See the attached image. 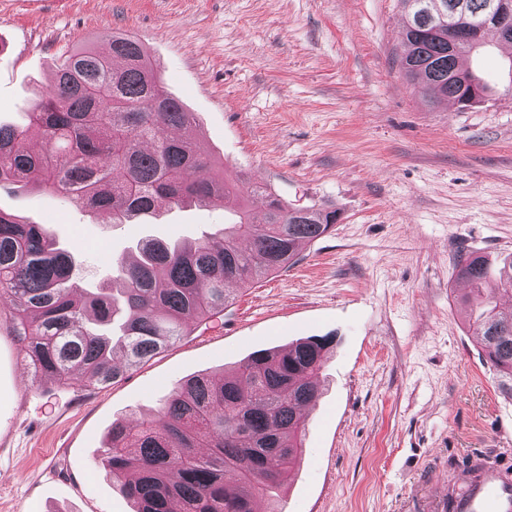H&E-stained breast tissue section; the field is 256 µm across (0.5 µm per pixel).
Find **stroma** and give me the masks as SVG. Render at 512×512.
I'll return each mask as SVG.
<instances>
[{
	"instance_id": "obj_1",
	"label": "stroma",
	"mask_w": 512,
	"mask_h": 512,
	"mask_svg": "<svg viewBox=\"0 0 512 512\" xmlns=\"http://www.w3.org/2000/svg\"><path fill=\"white\" fill-rule=\"evenodd\" d=\"M112 32L157 60L216 167L338 218L296 263L236 289L218 321L103 388L34 378L0 317V512H134L104 461L114 422L311 336L333 343L278 512H401L417 482L511 466L512 396L468 326L454 262L512 253V51L467 58L486 93L463 109L425 103L401 69L399 0H0V123L26 125L70 54ZM0 210L45 225L87 285L139 238L225 224L218 201L116 224L8 185Z\"/></svg>"
}]
</instances>
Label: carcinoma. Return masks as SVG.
Listing matches in <instances>:
<instances>
[{"mask_svg":"<svg viewBox=\"0 0 512 512\" xmlns=\"http://www.w3.org/2000/svg\"><path fill=\"white\" fill-rule=\"evenodd\" d=\"M463 3L479 17L487 0H401L407 8L401 65L424 98L471 105L458 73L473 51H448V12ZM107 51H75L55 76L53 93L27 113L23 128L0 124V187L63 194L114 224H137L161 206L235 201L234 221L217 234L170 243L142 239L138 259L112 258V277L93 290L78 282V260L42 224L0 210V301L35 373L82 390L116 382L164 352L193 326L219 317L228 284L252 286L292 263L299 248L336 223L330 209H290L247 179L213 171L196 139H171L193 114L161 86L156 64L124 33L105 36ZM40 138L30 154L25 141ZM268 198L255 215L250 198ZM456 276L479 301L471 327L482 357L512 396V254L491 268L477 252L456 259ZM332 338L311 337L251 354L219 379L196 375L170 391L150 418L112 424L104 450L112 478L137 512H263V495L288 484L305 421Z\"/></svg>","mask_w":512,"mask_h":512,"instance_id":"carcinoma-1","label":"carcinoma"}]
</instances>
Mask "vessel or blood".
Here are the masks:
<instances>
[{
  "instance_id": "b4317fda",
  "label": "vessel or blood",
  "mask_w": 512,
  "mask_h": 512,
  "mask_svg": "<svg viewBox=\"0 0 512 512\" xmlns=\"http://www.w3.org/2000/svg\"><path fill=\"white\" fill-rule=\"evenodd\" d=\"M424 497L425 512H512V469L479 461Z\"/></svg>"
}]
</instances>
